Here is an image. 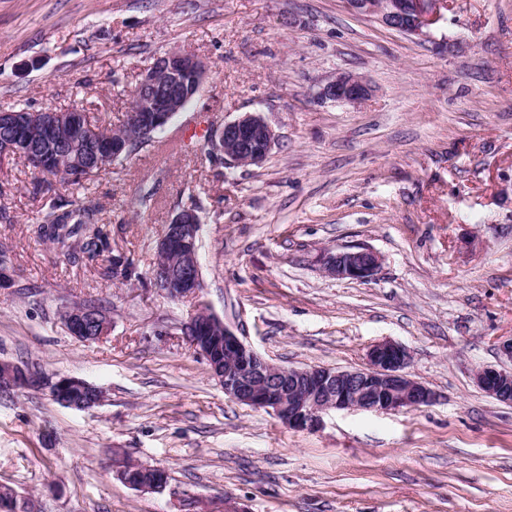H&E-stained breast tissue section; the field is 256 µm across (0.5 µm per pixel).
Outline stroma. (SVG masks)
Instances as JSON below:
<instances>
[{
    "label": "stroma",
    "mask_w": 512,
    "mask_h": 512,
    "mask_svg": "<svg viewBox=\"0 0 512 512\" xmlns=\"http://www.w3.org/2000/svg\"><path fill=\"white\" fill-rule=\"evenodd\" d=\"M188 52L200 92L151 145L84 183L114 252L66 262L36 233L54 185L34 193L19 157L0 162V360L102 388L76 411L49 393L0 391V484L40 512H512V404L476 383L512 338V0H450L424 35L345 0H0V110L79 108L119 127L152 63ZM373 86L347 105L320 97L336 73ZM258 112L278 139L259 167L207 155L216 126ZM201 204L198 299L143 277L164 227ZM382 257L368 282L328 276L326 250ZM207 303L269 361L364 366L396 342L436 393L413 410L330 412L288 429L224 394L180 331ZM93 304L111 320L76 340L61 313ZM167 471L138 492L115 455ZM150 473L146 480H133L125 472L119 471L118 476L120 480L130 488L139 492H161L167 485L168 475L165 470L145 466L141 471Z\"/></svg>",
    "instance_id": "obj_1"
}]
</instances>
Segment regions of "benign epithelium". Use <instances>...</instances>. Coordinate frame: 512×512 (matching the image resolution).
<instances>
[{"label": "benign epithelium", "instance_id": "benign-epithelium-1", "mask_svg": "<svg viewBox=\"0 0 512 512\" xmlns=\"http://www.w3.org/2000/svg\"><path fill=\"white\" fill-rule=\"evenodd\" d=\"M360 15L407 35L421 36L448 8V0H344ZM207 71L198 57L170 53L156 59L135 89L136 103L128 113L130 133L112 136V160L129 157L147 141L152 132L168 125L173 113L182 111L185 78L196 81L200 91ZM373 92L363 77L341 72L320 90V96L335 102L357 105ZM71 109L47 108L40 111L53 127L69 123ZM35 112L26 109L0 110V125L22 129ZM214 150L221 153L224 166H260L268 158L277 135L258 113L247 112L217 126L210 135ZM200 219L190 207L180 209L165 225L157 251L162 255L179 254L177 268H156L151 273L153 286L172 300L198 297L202 275L197 241ZM324 271L336 279L369 281L381 268L382 258L365 247L327 251L321 258ZM86 311L71 306L63 315L69 333L81 342L96 341L108 331L103 320L95 334L86 330ZM191 349L208 365L212 377L224 389V395L255 409L272 411L290 429L315 431L322 427L323 416L332 410L392 412L417 409L432 404L436 395L425 384L406 372V349L391 341L370 347L367 363L357 369H331L323 366L285 367L259 355L206 304L199 303L182 325ZM478 385L496 400L512 404V369L484 367L476 374ZM86 392L82 406L91 410L105 399L104 391L82 379L62 376L55 379L45 373L0 361V388L3 390L47 391L61 405H73L70 390ZM145 480H133L120 471V480L139 492H161L167 485L166 471L147 467Z\"/></svg>", "mask_w": 512, "mask_h": 512}]
</instances>
